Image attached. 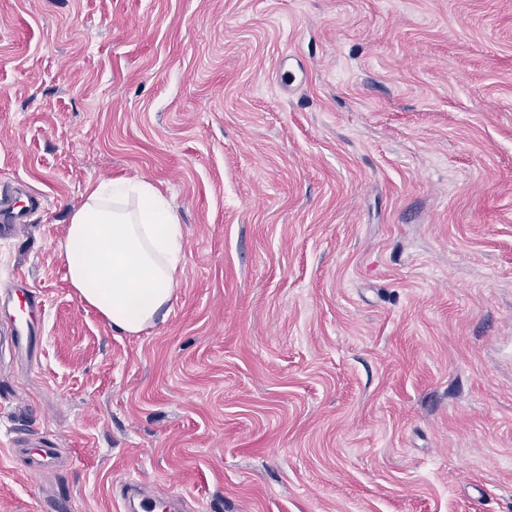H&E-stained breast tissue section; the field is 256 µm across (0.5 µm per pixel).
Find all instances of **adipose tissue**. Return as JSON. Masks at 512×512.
I'll return each mask as SVG.
<instances>
[{
    "instance_id": "ef3b65f1",
    "label": "adipose tissue",
    "mask_w": 512,
    "mask_h": 512,
    "mask_svg": "<svg viewBox=\"0 0 512 512\" xmlns=\"http://www.w3.org/2000/svg\"><path fill=\"white\" fill-rule=\"evenodd\" d=\"M183 228L145 180L88 187L60 244L78 297L119 333L134 335L169 312L185 263Z\"/></svg>"
}]
</instances>
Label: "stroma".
<instances>
[{"label": "stroma", "instance_id": "obj_1", "mask_svg": "<svg viewBox=\"0 0 512 512\" xmlns=\"http://www.w3.org/2000/svg\"><path fill=\"white\" fill-rule=\"evenodd\" d=\"M298 79L282 90L280 60ZM154 184L185 264L118 334L60 249ZM0 512H512V0H0ZM28 428L68 451L40 479ZM44 200L39 194L23 192L0 196V235L8 236L21 224H28L30 217L43 210ZM3 290L7 303L12 302L14 310L13 313L6 314L2 325H6L10 336H15L17 346H21L25 342L26 347H29L33 338L38 336L35 320L45 311V302L42 297L36 298L35 294L29 290L22 275L12 278ZM129 494L131 495H140L142 498L139 500V506L136 509V511L139 512H155V509L157 508L159 503H163L166 512L167 511H177L180 510L176 506L177 499L171 497L167 501L160 502L156 500L154 497H151L150 495H147L142 488L140 487L139 483L136 481H130L126 486V492L125 497H127Z\"/></svg>", "mask_w": 512, "mask_h": 512}]
</instances>
